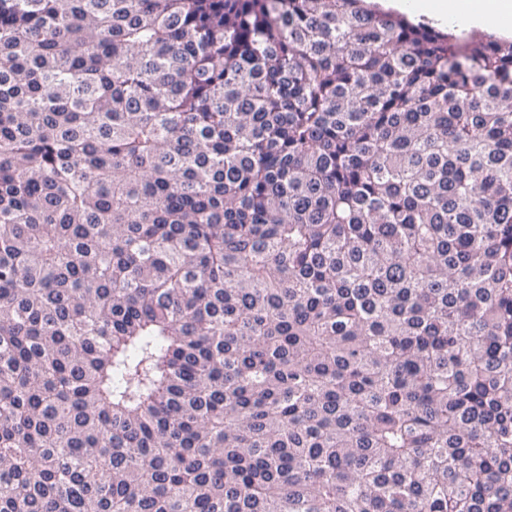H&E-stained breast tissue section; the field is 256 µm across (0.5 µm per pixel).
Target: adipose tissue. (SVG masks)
<instances>
[{
	"label": "adipose tissue",
	"instance_id": "obj_1",
	"mask_svg": "<svg viewBox=\"0 0 512 512\" xmlns=\"http://www.w3.org/2000/svg\"><path fill=\"white\" fill-rule=\"evenodd\" d=\"M387 4L411 17H432L444 27L512 30V0H387Z\"/></svg>",
	"mask_w": 512,
	"mask_h": 512
}]
</instances>
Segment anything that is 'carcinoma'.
<instances>
[{
	"mask_svg": "<svg viewBox=\"0 0 512 512\" xmlns=\"http://www.w3.org/2000/svg\"><path fill=\"white\" fill-rule=\"evenodd\" d=\"M0 512H512V41L0 0Z\"/></svg>",
	"mask_w": 512,
	"mask_h": 512,
	"instance_id": "1",
	"label": "carcinoma"
}]
</instances>
